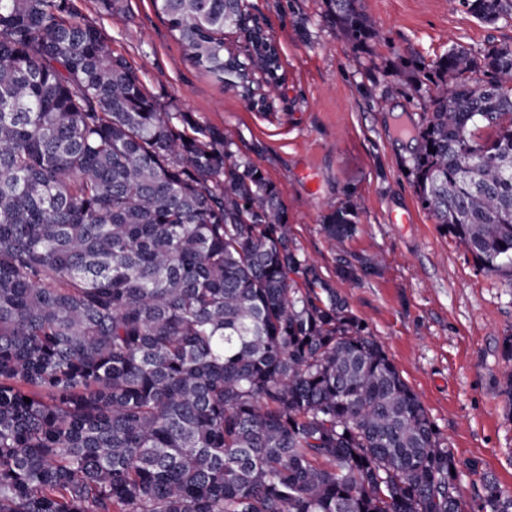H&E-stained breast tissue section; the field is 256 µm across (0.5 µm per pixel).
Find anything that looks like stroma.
<instances>
[{
  "mask_svg": "<svg viewBox=\"0 0 512 512\" xmlns=\"http://www.w3.org/2000/svg\"><path fill=\"white\" fill-rule=\"evenodd\" d=\"M276 42L284 79L268 109L216 81L188 58L151 0H72L146 90L171 111L224 132L237 158L273 182L293 243L379 340L460 461L458 486L472 500L482 477L512 492V418L501 394L511 365L512 277L481 268L435 224L414 189V135L430 85L411 77L451 47L480 55L512 44V19L486 25L460 0H359L381 32L356 45L331 23L325 0H247ZM357 229L341 247L321 231L349 199ZM380 256L356 284L337 269Z\"/></svg>",
  "mask_w": 512,
  "mask_h": 512,
  "instance_id": "obj_1",
  "label": "stroma"
}]
</instances>
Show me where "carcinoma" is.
Here are the masks:
<instances>
[{"label":"carcinoma","instance_id":"obj_1","mask_svg":"<svg viewBox=\"0 0 512 512\" xmlns=\"http://www.w3.org/2000/svg\"><path fill=\"white\" fill-rule=\"evenodd\" d=\"M357 2L326 0L354 44L379 37ZM152 4L217 81L280 78L224 44L246 0ZM424 78L418 200L512 272V44ZM358 216L349 200L322 230ZM459 473L262 170L163 108L70 0H0V512H467ZM474 501L512 512L488 476Z\"/></svg>","mask_w":512,"mask_h":512}]
</instances>
